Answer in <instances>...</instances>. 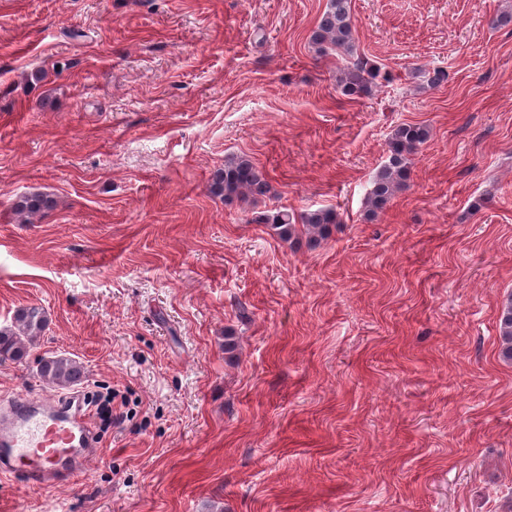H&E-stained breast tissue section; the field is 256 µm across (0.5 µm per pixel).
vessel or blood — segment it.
I'll return each mask as SVG.
<instances>
[{
    "label": "vessel or blood",
    "instance_id": "obj_1",
    "mask_svg": "<svg viewBox=\"0 0 512 512\" xmlns=\"http://www.w3.org/2000/svg\"><path fill=\"white\" fill-rule=\"evenodd\" d=\"M92 439L79 394L61 403L13 395L0 403V479L51 488L78 478Z\"/></svg>",
    "mask_w": 512,
    "mask_h": 512
}]
</instances>
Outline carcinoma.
Returning <instances> with one entry per match:
<instances>
[{
    "label": "carcinoma",
    "mask_w": 512,
    "mask_h": 512,
    "mask_svg": "<svg viewBox=\"0 0 512 512\" xmlns=\"http://www.w3.org/2000/svg\"><path fill=\"white\" fill-rule=\"evenodd\" d=\"M355 22L350 10V0H328L310 42L320 55L332 52L340 54L345 64L340 69V88L343 95L360 96L371 93L378 82L391 81L389 72L370 63L355 48ZM430 137L423 125L403 123L396 126L389 140L388 161L377 171L367 198V218L373 219L383 211L398 192L407 187L410 177L411 156ZM211 193L226 201L261 196L268 192L265 175L247 158L233 157L224 161V167L214 171L210 184ZM49 208V200L39 194L23 195L14 204L15 214L26 222ZM260 224H268L285 242L306 237L311 243L326 239L331 226L339 223L337 213L329 208L309 210L299 216L278 210L272 214L255 217ZM48 318L46 312L36 306L20 309L11 325L0 328V362L21 361L27 355L26 343L42 335ZM499 357L512 362V293L501 306L499 317ZM39 372L46 381L69 386L81 381L83 371L77 362L67 356L42 358Z\"/></svg>",
    "instance_id": "carcinoma-1"
}]
</instances>
